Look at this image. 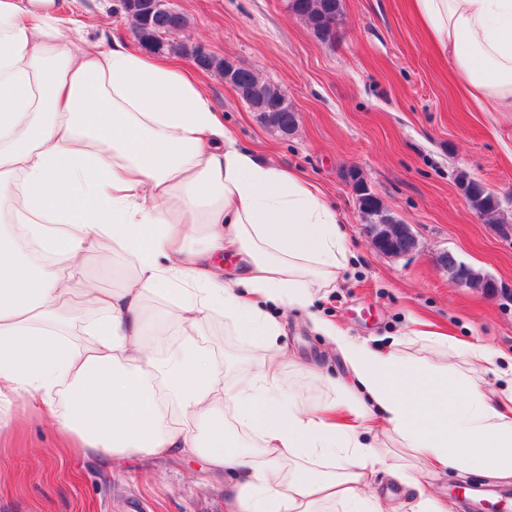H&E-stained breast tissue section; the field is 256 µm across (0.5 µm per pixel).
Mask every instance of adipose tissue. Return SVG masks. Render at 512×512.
Segmentation results:
<instances>
[{
  "mask_svg": "<svg viewBox=\"0 0 512 512\" xmlns=\"http://www.w3.org/2000/svg\"><path fill=\"white\" fill-rule=\"evenodd\" d=\"M410 5L474 104L512 112V0ZM83 23L58 0H0V403L25 398L86 455L201 457L231 478L226 512H383L367 494L383 467L414 489L409 512H448L427 476L512 478V365L491 346L418 330L417 358L316 316L346 376L317 405L284 392L282 314L347 269L341 217L242 146L191 73L117 36L75 46ZM112 246L123 287L75 277ZM225 250L244 260L230 280L209 261ZM155 297L183 334L162 356ZM214 316L254 360L228 382L194 336ZM228 417L256 448L226 447Z\"/></svg>",
  "mask_w": 512,
  "mask_h": 512,
  "instance_id": "adipose-tissue-1",
  "label": "adipose tissue"
}]
</instances>
